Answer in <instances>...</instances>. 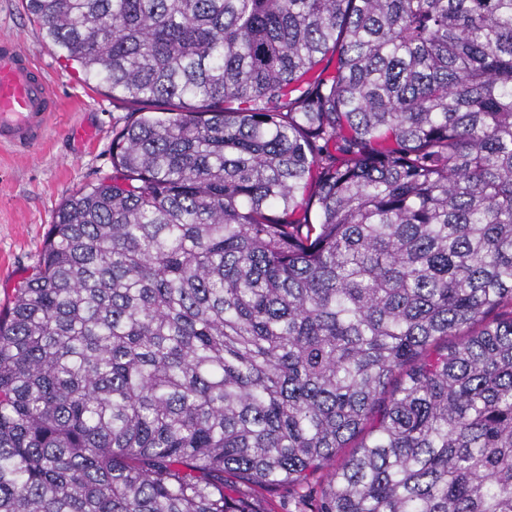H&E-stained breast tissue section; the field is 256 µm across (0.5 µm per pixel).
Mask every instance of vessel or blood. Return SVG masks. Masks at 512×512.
Listing matches in <instances>:
<instances>
[{"label":"vessel or blood","mask_w":512,"mask_h":512,"mask_svg":"<svg viewBox=\"0 0 512 512\" xmlns=\"http://www.w3.org/2000/svg\"><path fill=\"white\" fill-rule=\"evenodd\" d=\"M57 99L18 40L0 38V143L34 146L46 133Z\"/></svg>","instance_id":"obj_1"}]
</instances>
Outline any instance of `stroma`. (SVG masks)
I'll return each mask as SVG.
<instances>
[{
	"mask_svg": "<svg viewBox=\"0 0 512 512\" xmlns=\"http://www.w3.org/2000/svg\"><path fill=\"white\" fill-rule=\"evenodd\" d=\"M20 41L58 98L44 139L31 151L0 146V311L31 276L45 233L61 203L110 177L112 137L133 118L134 105L114 101L105 87L60 56L25 0H0V35Z\"/></svg>",
	"mask_w": 512,
	"mask_h": 512,
	"instance_id": "35a3bbf8",
	"label": "stroma"
}]
</instances>
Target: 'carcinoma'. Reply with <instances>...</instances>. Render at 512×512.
Returning a JSON list of instances; mask_svg holds the SVG:
<instances>
[{
  "mask_svg": "<svg viewBox=\"0 0 512 512\" xmlns=\"http://www.w3.org/2000/svg\"><path fill=\"white\" fill-rule=\"evenodd\" d=\"M138 106L0 314V512H512V0H26ZM237 486L243 491L252 492L259 500L261 507L267 512H295L302 508V498L308 493L307 487L281 483L264 488L255 487L250 490L238 482Z\"/></svg>",
  "mask_w": 512,
  "mask_h": 512,
  "instance_id": "cac0c4a2",
  "label": "carcinoma"
}]
</instances>
